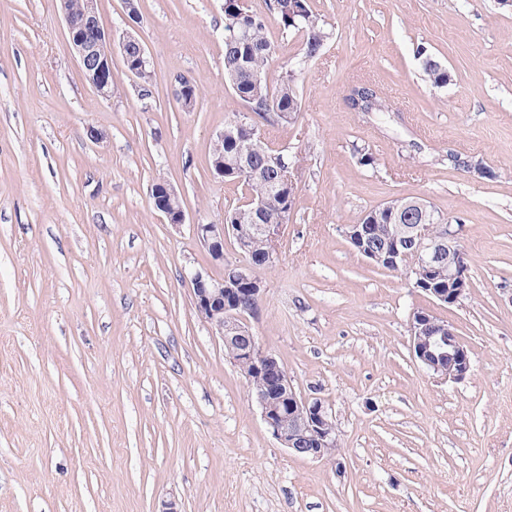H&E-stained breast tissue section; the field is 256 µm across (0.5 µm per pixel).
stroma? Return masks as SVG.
<instances>
[{
	"label": "stroma",
	"mask_w": 512,
	"mask_h": 512,
	"mask_svg": "<svg viewBox=\"0 0 512 512\" xmlns=\"http://www.w3.org/2000/svg\"><path fill=\"white\" fill-rule=\"evenodd\" d=\"M269 3L249 0L269 18L273 83L304 35ZM139 5L133 27L124 0H98L99 18L143 42L152 96L116 52L104 101L66 49L58 0H0V512H512V10L310 0L330 37L298 78L296 119L262 127L298 163L278 258L253 271V332L298 391L331 404L339 471L272 438L193 303L191 273L224 269L192 227L222 223L245 195L209 165L242 109L224 81V0ZM421 48L447 86L424 80ZM182 77L198 88L189 110ZM357 81L390 111H351ZM452 151L482 172L450 164ZM159 180L178 191L182 226L154 209ZM396 198L458 229L472 282L460 303L345 238ZM419 310L468 347L465 380L413 358Z\"/></svg>",
	"instance_id": "35a3bbf8"
}]
</instances>
